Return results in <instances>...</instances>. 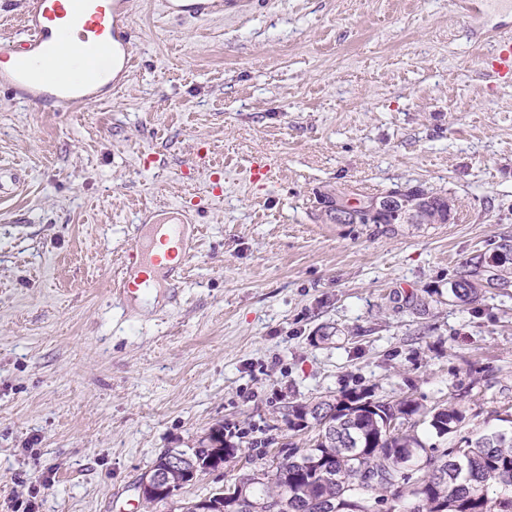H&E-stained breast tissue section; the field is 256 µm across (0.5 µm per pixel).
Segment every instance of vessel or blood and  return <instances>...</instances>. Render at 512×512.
<instances>
[{
    "instance_id": "b4317fda",
    "label": "vessel or blood",
    "mask_w": 512,
    "mask_h": 512,
    "mask_svg": "<svg viewBox=\"0 0 512 512\" xmlns=\"http://www.w3.org/2000/svg\"><path fill=\"white\" fill-rule=\"evenodd\" d=\"M264 0H161V13L170 19L208 22L253 13ZM512 14V0H457V9L475 18L487 7ZM22 31L0 37V58L11 60L0 68V89L16 102L46 112L64 105L111 101L134 67L129 0H23ZM492 50L487 63L498 78L512 75V32L496 28L488 32ZM77 45L82 53L84 77L73 80L55 69L60 48ZM164 227L166 237L180 240L182 225L191 223L185 206L170 209ZM190 248L172 249L160 255L150 244L134 243L121 261L119 288L122 302H129L147 287L148 272L166 268L168 261L185 266Z\"/></svg>"
}]
</instances>
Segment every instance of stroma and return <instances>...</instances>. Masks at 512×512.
Listing matches in <instances>:
<instances>
[{
	"instance_id": "stroma-1",
	"label": "stroma",
	"mask_w": 512,
	"mask_h": 512,
	"mask_svg": "<svg viewBox=\"0 0 512 512\" xmlns=\"http://www.w3.org/2000/svg\"><path fill=\"white\" fill-rule=\"evenodd\" d=\"M501 20L275 0L202 26L133 0L115 102L39 112L0 90V512H180L241 464L147 507L161 452L220 426L305 448L284 406L351 389L459 403L462 437L512 414V288L448 299L460 262L512 238V80L483 77L467 33ZM418 185L448 223L334 224L320 203ZM180 202L185 271L119 303L141 209Z\"/></svg>"
}]
</instances>
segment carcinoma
Masks as SVG:
<instances>
[{"instance_id":"cac0c4a2","label":"carcinoma","mask_w":512,"mask_h":512,"mask_svg":"<svg viewBox=\"0 0 512 512\" xmlns=\"http://www.w3.org/2000/svg\"><path fill=\"white\" fill-rule=\"evenodd\" d=\"M398 207L372 211L370 202L352 207V224H446L451 217L448 199L421 187H399ZM501 239L491 253L462 261L449 282L448 297L461 303L476 301L487 288L512 284V254ZM308 405L291 403L283 417L293 431L315 432L310 447L296 449L275 470L257 466L232 486L238 498L213 492L206 500L210 512H259L258 506L279 502L285 512H396L402 499L411 500L407 512H512V430L493 429L475 439L454 441L466 419L458 404L427 407L403 397H377L350 391L323 396ZM446 443L426 445L418 428ZM219 443L213 451L231 460L245 449L224 440V428L211 431ZM500 493L489 497V486Z\"/></svg>"}]
</instances>
